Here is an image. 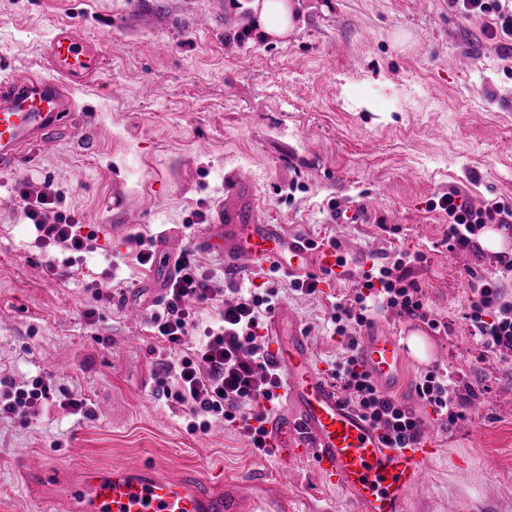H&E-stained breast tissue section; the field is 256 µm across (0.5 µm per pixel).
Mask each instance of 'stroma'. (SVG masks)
<instances>
[{
    "label": "stroma",
    "instance_id": "35a3bbf8",
    "mask_svg": "<svg viewBox=\"0 0 512 512\" xmlns=\"http://www.w3.org/2000/svg\"><path fill=\"white\" fill-rule=\"evenodd\" d=\"M246 2L0 0V75L42 72L43 46L63 22L106 55L101 82L78 94L71 132L0 172V373L51 385L26 418L0 414V512H41L23 463L71 476L114 464L208 478L284 469L305 512H353L311 455L256 456L219 421L188 434L184 408L159 391L150 324L167 275L139 265L129 236H164L174 253L193 246L187 225L213 218L242 175L267 223L348 250L345 272L308 297L267 265L246 267L275 288L276 309L322 364L343 354L326 328L331 304L372 262L424 253L412 277L447 325L428 341L437 367L459 379L467 417L451 425L426 407L415 391L426 367L408 360L395 397L424 418L434 453L406 512H512V366L482 352L460 320L468 270L493 276L512 236L500 254L449 252L448 218L432 207L451 190L477 206L512 200V51L489 37L487 19L461 21L452 0H294L295 29L276 43L256 36ZM23 181L54 183L55 212L91 225L82 260L37 241ZM360 203L364 222L337 223L335 207ZM94 281L107 283L106 298L93 300ZM70 394L85 412L64 406Z\"/></svg>",
    "mask_w": 512,
    "mask_h": 512
}]
</instances>
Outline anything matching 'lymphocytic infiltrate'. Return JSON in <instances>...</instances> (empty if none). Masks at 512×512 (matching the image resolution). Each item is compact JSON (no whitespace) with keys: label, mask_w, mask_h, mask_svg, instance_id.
Returning a JSON list of instances; mask_svg holds the SVG:
<instances>
[{"label":"lymphocytic infiltrate","mask_w":512,"mask_h":512,"mask_svg":"<svg viewBox=\"0 0 512 512\" xmlns=\"http://www.w3.org/2000/svg\"><path fill=\"white\" fill-rule=\"evenodd\" d=\"M454 2L463 18H488L492 38L512 41V8L502 0ZM55 197L49 182L25 190V215L43 245L61 247L80 258L91 250L95 233L54 214ZM436 206L448 215V250L452 253L472 250L486 225L512 229V202L478 207L455 190L441 196ZM423 260L421 252L402 250L391 261L372 263L351 294L336 301L329 317L345 350L329 376L346 403L382 431L390 448L420 442L424 421L411 407L375 388L359 367L355 350L361 331L379 310L436 326L421 286L411 277L413 267ZM511 279V260L502 261L496 278L470 274L462 315L468 335L481 350L504 360L512 359V299L506 296V283ZM275 296V289L261 291L235 280L217 285L201 271L190 250L176 256L174 273L160 299L162 311L152 322L156 337L166 345L161 361L162 392L188 409L189 434L207 433L212 421L222 420L250 440L256 455H269L267 405L276 400L283 381L260 330L274 308ZM415 389L422 402L449 423L464 419L463 402L453 398L456 379L452 373L430 370L419 378ZM49 394L50 386L44 380L23 388L1 377L0 411L22 414Z\"/></svg>","instance_id":"f902f5d3"}]
</instances>
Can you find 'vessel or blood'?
I'll return each mask as SVG.
<instances>
[{
    "label": "vessel or blood",
    "mask_w": 512,
    "mask_h": 512,
    "mask_svg": "<svg viewBox=\"0 0 512 512\" xmlns=\"http://www.w3.org/2000/svg\"><path fill=\"white\" fill-rule=\"evenodd\" d=\"M45 74L0 77V171L14 170L29 150L51 144L76 112V95L102 73L104 49L72 26L56 27L48 38ZM231 204L219 205L212 224L195 238L202 252L224 256L226 270L254 257L280 272L300 277L312 254L308 236L288 233L260 216L251 181L238 179ZM414 328L375 319L363 328L357 356L379 391L402 382ZM274 354L285 383L289 413L270 417L272 442L288 458L311 453L323 481L340 488L356 512H405L410 489L419 481L433 450L427 442L389 448L364 416L345 403L323 369L298 323L285 313L270 321ZM285 475L257 473L217 481L187 470L175 476L158 466L85 467L75 481L58 477L47 512H301L300 498L288 493Z\"/></svg>",
    "instance_id": "vessel-or-blood-1"
}]
</instances>
